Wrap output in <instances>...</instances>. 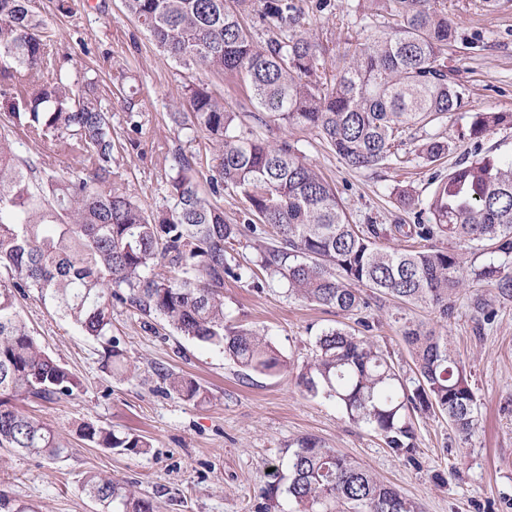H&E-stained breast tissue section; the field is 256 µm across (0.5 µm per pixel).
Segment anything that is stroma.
Listing matches in <instances>:
<instances>
[{
  "mask_svg": "<svg viewBox=\"0 0 512 512\" xmlns=\"http://www.w3.org/2000/svg\"><path fill=\"white\" fill-rule=\"evenodd\" d=\"M305 13L303 34L338 57L381 25L362 0H331L319 11L316 0H296ZM56 0H35L36 10L54 32V50L71 80L94 77L112 99V133L122 149L114 166L116 185L148 209L163 204L170 172L165 152L195 160L211 155L202 133L175 128L168 115L181 103L191 73L160 53L127 13L123 0H68L59 13ZM448 16L459 37L448 64L466 89V108L414 130L404 150L406 162L356 170L347 167L314 133L253 125L263 138L294 140L305 161L335 186L355 224H415L427 221L420 208L399 206L397 192L408 188L427 199L435 174L447 173L472 152L469 113H512V0H448ZM134 110H127V99ZM138 131H131L130 120ZM448 143V154L429 163L421 149L431 135ZM257 243L247 238L233 255L244 267L242 279L224 281V310L233 324L264 331L290 363L288 371H248L222 351L170 328L160 317H143L134 305L112 303V336L119 341L131 377L110 376L102 368V346L59 318L33 293L19 297V310L35 340L81 383L77 397L53 402L24 400L21 409L37 416L71 448L64 461L50 464L0 447V492L34 503L38 512H96L83 493L89 472L135 487L158 512H255L262 492L275 479L272 465H287L288 447L312 437L351 457L380 480L398 489L418 512H512V297L469 283L461 288L454 314L444 321L430 306L403 305L368 296L359 315L289 296L285 286L253 271ZM492 319H485V312ZM368 322L370 339L395 364L409 368L411 352L402 335L406 321L447 336L455 356L471 370L478 420L461 440L442 417L415 422L413 459L396 456L381 436L348 419L335 401L308 395L297 375L322 331ZM196 380L201 399L170 394L166 374ZM90 421L118 433H135L150 442L145 453L99 448L74 433Z\"/></svg>",
  "mask_w": 512,
  "mask_h": 512,
  "instance_id": "1",
  "label": "stroma"
}]
</instances>
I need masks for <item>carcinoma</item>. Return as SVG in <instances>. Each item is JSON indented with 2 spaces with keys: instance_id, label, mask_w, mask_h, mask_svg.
<instances>
[{
  "instance_id": "cac0c4a2",
  "label": "carcinoma",
  "mask_w": 512,
  "mask_h": 512,
  "mask_svg": "<svg viewBox=\"0 0 512 512\" xmlns=\"http://www.w3.org/2000/svg\"><path fill=\"white\" fill-rule=\"evenodd\" d=\"M256 0H124L152 44L186 71L240 77L250 93L249 117L267 127L316 133L352 169L400 160L399 147L415 128L465 107V88L448 66L458 37L446 0H370L387 14L382 28L353 54L328 61L304 37L295 0H263L260 18L276 29L256 41L244 16ZM0 95L9 112L0 122V447L56 463L69 449L45 421L19 411L15 401L51 402L72 396L79 381L37 344L17 309V295L35 291L62 318L104 343L103 369L130 374L112 339V299L127 300L146 316L198 342L220 347L244 370L281 372L287 361L256 329L234 326L224 312V277H235L228 247L272 229L256 266L288 286L291 295L352 314L366 307L360 289L401 304L425 303L444 319L467 281L512 296V156L475 148L448 174L434 177L424 203L429 223L394 225L415 236L418 250L384 246L380 224H352L336 190L298 147L284 138H258L208 84L182 86V108L171 113L182 130L203 132L216 152L206 162L211 193L230 188L247 204L244 223L224 220V209L199 195L187 158L178 154L168 180V204L147 210L111 187L115 153L112 102L88 78L62 74L47 23L31 0H0ZM512 126L511 112H473L470 136L481 139ZM48 142L71 159L62 171L38 154L21 153L13 130ZM448 153L433 135L423 148L429 162ZM448 239V246L436 240ZM484 258L465 265L458 246ZM413 367L404 371L369 340L330 328L299 375L312 395L336 401L349 420L363 423L398 456L412 457L413 415L448 419L462 437L475 425L471 371L448 338L419 324L403 326ZM169 391L200 395L191 378L169 373ZM76 434L100 448L143 453L142 436L117 434L90 422ZM280 485L264 491L269 512ZM284 492L299 512H415L416 506L353 459L304 438L288 449ZM82 491L100 512H156L154 503L110 477L89 474Z\"/></svg>"
}]
</instances>
